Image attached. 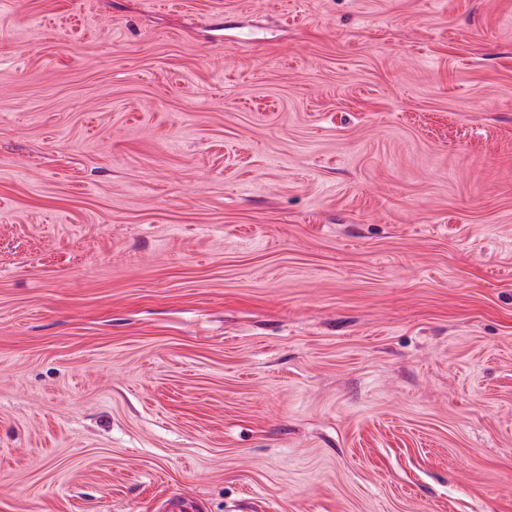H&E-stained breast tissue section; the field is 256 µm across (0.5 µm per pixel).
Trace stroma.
Here are the masks:
<instances>
[{"label": "stroma", "instance_id": "obj_1", "mask_svg": "<svg viewBox=\"0 0 512 512\" xmlns=\"http://www.w3.org/2000/svg\"><path fill=\"white\" fill-rule=\"evenodd\" d=\"M512 512V0H0V512Z\"/></svg>", "mask_w": 512, "mask_h": 512}]
</instances>
